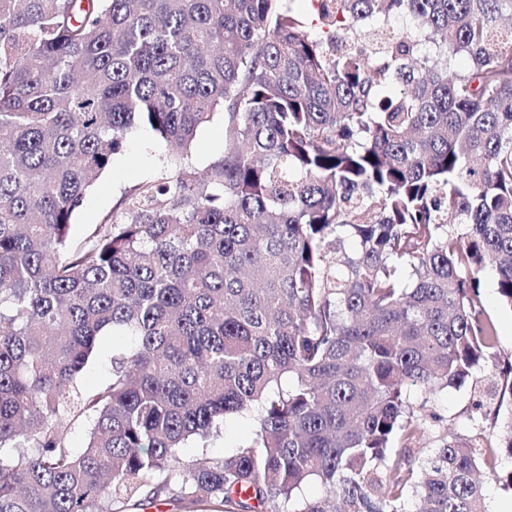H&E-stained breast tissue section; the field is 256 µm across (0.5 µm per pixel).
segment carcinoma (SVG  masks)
I'll return each instance as SVG.
<instances>
[{"mask_svg":"<svg viewBox=\"0 0 512 512\" xmlns=\"http://www.w3.org/2000/svg\"><path fill=\"white\" fill-rule=\"evenodd\" d=\"M293 2L0 0V512H486L484 471L512 493L481 293L491 269L512 309V0ZM134 126L169 175L74 238ZM412 388L469 390L476 434L413 461L437 415ZM251 407L248 445L179 471ZM198 141L199 148L193 155V161L203 170L224 151V127L219 114H215L210 122L200 128ZM111 357H112V336L104 338L103 348L98 357L89 366L83 378V384L92 388L102 383L109 376L111 372Z\"/></svg>","mask_w":512,"mask_h":512,"instance_id":"obj_1","label":"carcinoma"}]
</instances>
